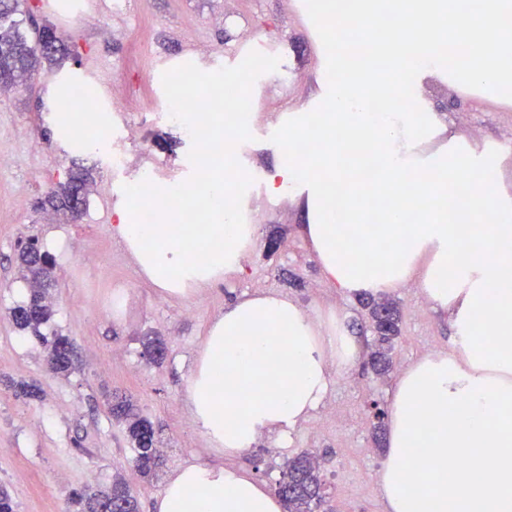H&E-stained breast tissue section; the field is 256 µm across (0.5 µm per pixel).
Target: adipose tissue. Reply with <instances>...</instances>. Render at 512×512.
I'll use <instances>...</instances> for the list:
<instances>
[{"label":"adipose tissue","mask_w":512,"mask_h":512,"mask_svg":"<svg viewBox=\"0 0 512 512\" xmlns=\"http://www.w3.org/2000/svg\"><path fill=\"white\" fill-rule=\"evenodd\" d=\"M384 12L422 13L428 22L383 47L386 63L327 81L322 111L289 113L268 188L300 204L322 273L347 295L413 283L448 313L454 351L409 367L390 402L380 475L389 512H512V192L498 183L512 155L451 132L418 95L437 75L487 98H512V0L480 6L482 27L502 32L493 47L470 35L451 54L438 44L464 16L454 0H325L319 20L335 38L360 16ZM376 86L389 91L381 112L370 106ZM304 142L312 148L302 153ZM235 149L230 138L224 163L208 152L199 158L214 223H131L144 200L135 186L116 211L113 232L165 294L187 297L237 273L258 245L235 206L248 181ZM371 162L377 175L369 180ZM374 211L381 244L355 223L357 213ZM356 355L343 325L321 327L282 295L246 294L210 323L184 402L210 446L237 456L263 434L302 426L333 388L330 361L350 364ZM154 508L281 512L248 471L210 462L176 468Z\"/></svg>","instance_id":"ef3b65f1"}]
</instances>
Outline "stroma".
<instances>
[{"mask_svg":"<svg viewBox=\"0 0 512 512\" xmlns=\"http://www.w3.org/2000/svg\"><path fill=\"white\" fill-rule=\"evenodd\" d=\"M92 2L91 16L77 22L54 12L48 0H21L16 16L21 32L30 34L33 19L50 24L69 53L39 61L34 71L0 87V486L13 497L17 512H68L71 491L106 489L120 474L136 492L140 512H154L175 468L217 459L183 401L208 324L234 298L265 290L288 295L311 317L344 320L360 351L354 363L332 368L334 386L325 404L336 407L339 420L315 412L287 436H260L250 452L232 457L231 465L248 469L273 491L284 461L311 450L322 458L328 512H388L379 486L386 448L372 437L371 406L388 408L409 366L453 348L447 313L434 308L415 285L389 293L401 311V335L392 350V370L376 376L366 366L373 340L366 311L321 272L299 231L305 218L298 204L260 192L251 203L260 218L261 244L242 270L189 298L163 294L112 233L115 207L127 189L107 167L120 137L99 139L90 152H81L52 108L68 84L103 83L109 95L121 98L129 124L138 131L137 140L126 145L131 160L141 168L156 167L162 183L186 184L196 173L202 145L221 152L224 114L215 112L205 135L196 133L193 115L175 123L164 120L185 61L212 69L220 80L223 68L210 63L225 47L267 35L278 44L291 78L284 86L257 85L247 135L251 150L236 164L252 179L269 178L278 163V121L309 111L324 93L327 47L314 33L313 17L300 0H136L128 18L112 15L111 0ZM105 26L112 29L108 42L100 37ZM419 94L449 121L452 132L512 150V103L461 92L438 76L426 80ZM77 167L92 173L85 211L76 218L58 214L46 223L47 191ZM20 185L28 196L19 207L13 192ZM276 226L284 237L270 256L264 243ZM32 236L55 261L49 288L54 315L43 332L73 343L75 360L65 376L47 371L43 347L11 317L28 289L18 251ZM146 336L164 341L163 361L144 356ZM10 379L36 383L40 398L16 395L6 385ZM116 394L131 399L158 430L165 464L156 476H141L133 466L129 443L110 413Z\"/></svg>","mask_w":512,"mask_h":512,"instance_id":"obj_1","label":"stroma"}]
</instances>
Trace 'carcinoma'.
Listing matches in <instances>:
<instances>
[{
    "label": "carcinoma",
    "mask_w": 512,
    "mask_h": 512,
    "mask_svg": "<svg viewBox=\"0 0 512 512\" xmlns=\"http://www.w3.org/2000/svg\"><path fill=\"white\" fill-rule=\"evenodd\" d=\"M37 47L31 45L25 36L19 33L18 23L14 20L0 22V85L12 81L22 73L35 67ZM90 172L85 168L70 170L65 182L58 183L45 197V203L55 211L68 212L73 216L81 210L73 207L76 194L87 189ZM49 257L37 243L31 241L18 252V260L23 278L30 283L27 301L13 308L12 316L16 326L28 330L42 338L46 346V363L56 374H67L71 363L64 346L69 339L56 335L49 340L42 336L40 328L53 315L51 302L46 291L40 285L49 279L51 268L42 263V258ZM373 323L375 336L371 344L370 367L377 374L389 371L391 351L399 337L400 315L396 305L385 299L362 296L359 299ZM112 419L123 426L128 441L134 452L133 463L144 475L155 472L160 464L161 454L157 450L156 430L153 423L135 411L127 399L112 402ZM288 474V487L278 492L287 512H313L325 499L326 482L320 471L318 459L309 452H303L284 464ZM102 497L112 499V505L120 512H139L136 494L121 477L112 480L106 491L95 492L84 488L70 496L72 512H97Z\"/></svg>",
    "instance_id": "obj_1"
}]
</instances>
